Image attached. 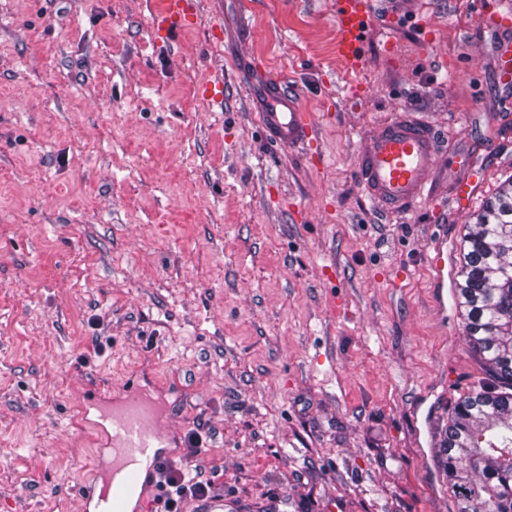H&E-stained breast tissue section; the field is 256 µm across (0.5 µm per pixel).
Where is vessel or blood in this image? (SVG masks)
Segmentation results:
<instances>
[{"mask_svg": "<svg viewBox=\"0 0 512 512\" xmlns=\"http://www.w3.org/2000/svg\"><path fill=\"white\" fill-rule=\"evenodd\" d=\"M336 53L347 68L364 65L362 42L371 16V0H333ZM198 0H163L155 17L157 30L192 25ZM249 95L254 117L265 138L278 147L311 148L314 121L299 96L255 73ZM358 175L369 197L391 208H401L427 197L438 151L434 132L408 112L394 113L378 130L362 133ZM77 411L104 438L99 459V482L83 488V505L97 512H125L138 491L154 489L158 470L172 464L175 436L165 425L160 401L133 397L119 405L91 403L82 397Z\"/></svg>", "mask_w": 512, "mask_h": 512, "instance_id": "obj_1", "label": "vessel or blood"}]
</instances>
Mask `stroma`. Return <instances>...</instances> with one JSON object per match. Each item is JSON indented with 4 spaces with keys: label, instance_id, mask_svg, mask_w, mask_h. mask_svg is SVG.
I'll return each mask as SVG.
<instances>
[{
    "label": "stroma",
    "instance_id": "1",
    "mask_svg": "<svg viewBox=\"0 0 512 512\" xmlns=\"http://www.w3.org/2000/svg\"><path fill=\"white\" fill-rule=\"evenodd\" d=\"M159 2L0 0V512H81L92 379L201 431L185 465L224 512H456L443 436L483 371L429 259L456 274L512 177L487 22L512 0H373L358 72L332 0H201L165 39ZM250 61L314 114L317 156L261 133ZM400 108L438 153L427 199L388 209L357 158Z\"/></svg>",
    "mask_w": 512,
    "mask_h": 512
}]
</instances>
